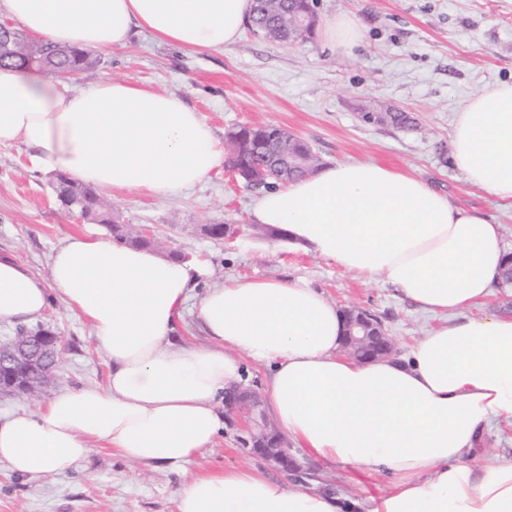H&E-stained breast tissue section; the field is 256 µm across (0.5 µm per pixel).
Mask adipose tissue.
<instances>
[{"label":"adipose tissue","mask_w":512,"mask_h":512,"mask_svg":"<svg viewBox=\"0 0 512 512\" xmlns=\"http://www.w3.org/2000/svg\"><path fill=\"white\" fill-rule=\"evenodd\" d=\"M252 0H0L31 35L92 52L133 28L192 51L239 37ZM101 191L171 198L222 166L224 143L178 96L129 80L66 86L41 70L0 69V146ZM451 158L474 186L512 205V84L458 112ZM255 223L364 281L382 277L433 316L401 358L361 362L344 320L317 288L277 278L209 282L207 267L104 237L72 235L46 274L0 253V324H34L57 292L110 363L106 386L66 391L39 412L0 419V465L61 475L101 443L128 461L180 468L213 447L229 418L218 397L245 363L267 368L266 412L318 461L388 481L372 512H512V458L482 450L512 425V316L474 308L506 258L502 227L452 207L409 173L347 162L263 193ZM208 342L183 335L186 304ZM354 500L293 489L248 469L195 475L178 512H353Z\"/></svg>","instance_id":"adipose-tissue-1"}]
</instances>
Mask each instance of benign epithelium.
Instances as JSON below:
<instances>
[{
  "label": "benign epithelium",
  "instance_id": "7a95c632",
  "mask_svg": "<svg viewBox=\"0 0 512 512\" xmlns=\"http://www.w3.org/2000/svg\"><path fill=\"white\" fill-rule=\"evenodd\" d=\"M230 170L256 184H265L271 180L278 182L285 175V169L279 166L262 169L255 174L233 165ZM383 334L385 331L382 323L374 315L362 311L349 318L344 343L349 354L360 360L377 355L391 356L395 354V346L390 339L381 343ZM54 338L56 335L44 328L36 335L24 331L6 343H0L1 395L11 396L30 388L31 382L21 374L23 370L38 372L40 385L44 387L48 384L51 369L58 357L55 347L48 345ZM224 404L232 418L249 435L246 440L249 454L291 476L304 489L310 488L309 480L314 478L311 467L290 448L287 438L268 423L261 410L262 400L257 390L241 387L234 389L224 396Z\"/></svg>",
  "mask_w": 512,
  "mask_h": 512
}]
</instances>
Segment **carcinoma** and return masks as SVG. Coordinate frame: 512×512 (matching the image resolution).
<instances>
[{"label":"carcinoma","mask_w":512,"mask_h":512,"mask_svg":"<svg viewBox=\"0 0 512 512\" xmlns=\"http://www.w3.org/2000/svg\"><path fill=\"white\" fill-rule=\"evenodd\" d=\"M313 7L315 0H253L251 28L254 34L264 39L280 42L288 38L291 16L311 12ZM10 39L14 56L1 54L0 68L27 70L35 66L53 75L80 72L95 64V60L85 50L42 40L27 41L24 34L13 27L10 28ZM32 58L38 59V64L30 65ZM277 133L278 127L275 125L243 126L230 132L224 144L228 162L236 161L246 169L272 167L281 163L280 156L271 149V141ZM288 154L306 159V166L294 168L288 173L286 180L289 182L306 176L307 167H318L317 157L300 140L288 145ZM55 192L62 201L77 200L93 211L99 207L97 191L94 188L82 185L65 175L57 178Z\"/></svg>","instance_id":"obj_1"}]
</instances>
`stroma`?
<instances>
[{
    "label": "stroma",
    "instance_id": "1",
    "mask_svg": "<svg viewBox=\"0 0 512 512\" xmlns=\"http://www.w3.org/2000/svg\"><path fill=\"white\" fill-rule=\"evenodd\" d=\"M319 23L356 18L363 42L352 52L330 49L320 31L298 44L262 40L244 27L236 42L190 51L136 32L131 42L98 54L91 69L69 78L86 88L103 78L128 79L179 96L200 112L218 137L236 126L274 124L306 140L321 166L377 162L407 171L445 194L452 207L477 212L503 228L512 253V208L471 185L450 159L457 112L482 89L512 83V0H318ZM389 107L408 113L406 128L363 120L364 112ZM260 193L245 187L228 167L180 195L158 200L140 194L100 200L115 223L135 231L150 227L163 249L209 267L212 281L279 278L320 290L338 308L376 315L406 354L431 324L384 280L363 282L333 261L254 223ZM205 224H228L236 238L205 236ZM109 235L103 224L83 221L57 200L53 172L31 165L22 146H0V251L46 274L52 250L70 235ZM61 339L55 376L40 398H0V418L35 411L58 393L106 385L109 367L89 325L51 295L42 320ZM237 428L184 469L132 463L109 448L94 451L64 475L19 477L0 466V512H178V495L196 473L231 467L273 469L250 456ZM338 495L372 500L385 478L352 465L312 462Z\"/></svg>",
    "mask_w": 512,
    "mask_h": 512
}]
</instances>
